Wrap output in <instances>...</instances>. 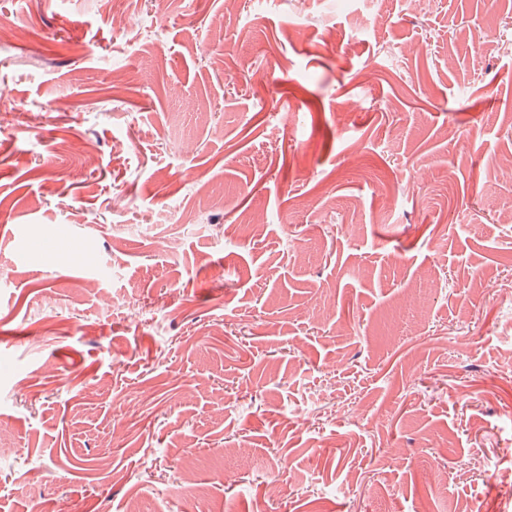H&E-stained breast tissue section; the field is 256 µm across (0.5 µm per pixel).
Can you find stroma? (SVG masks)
Listing matches in <instances>:
<instances>
[{
	"instance_id": "35a3bbf8",
	"label": "stroma",
	"mask_w": 512,
	"mask_h": 512,
	"mask_svg": "<svg viewBox=\"0 0 512 512\" xmlns=\"http://www.w3.org/2000/svg\"><path fill=\"white\" fill-rule=\"evenodd\" d=\"M126 11L0 0V512H512V0Z\"/></svg>"
}]
</instances>
